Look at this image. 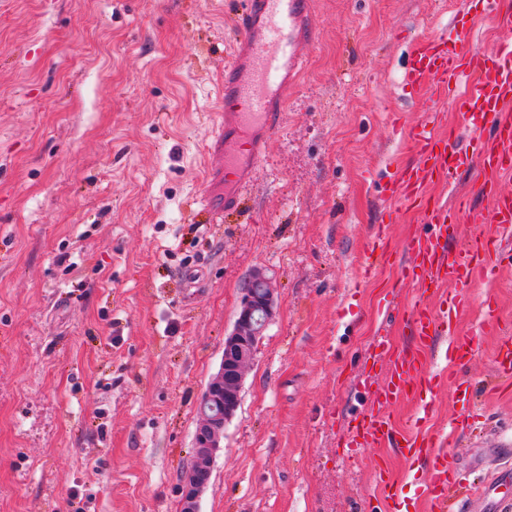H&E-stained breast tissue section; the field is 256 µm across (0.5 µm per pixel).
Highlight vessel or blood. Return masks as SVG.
<instances>
[{
    "label": "vessel or blood",
    "instance_id": "obj_1",
    "mask_svg": "<svg viewBox=\"0 0 512 512\" xmlns=\"http://www.w3.org/2000/svg\"><path fill=\"white\" fill-rule=\"evenodd\" d=\"M316 0H242L238 33L231 59L224 67V113L211 135V152L221 162L223 193L203 192L197 205L210 223L220 224L227 213L241 209L245 191L254 178L271 136L283 118V92L297 82L305 64V51L317 30L313 22ZM507 34L498 51L484 53L472 46L467 30L437 32L418 41L405 73L406 85L430 88L447 96L453 110L468 125L465 147H458L456 133H442L437 112L413 128L410 139L415 164L402 169L387 189L395 201L416 209L430 231L406 247L400 266L403 279L424 284L426 296L410 314L413 344L392 351L386 338L377 346L390 365L381 388L365 379L370 411L352 427L348 448H375L389 441L407 459L426 460L430 479L427 495L436 512H456L457 497L471 490L464 473L449 466L439 448L447 441L439 433L402 434L390 409L411 396L433 392L436 381L428 375V356L440 335L448 337V382L460 406L453 433H461L471 417L472 385L458 373L466 364L473 342L469 336L452 335L454 308L463 305L469 285L491 277L496 268L512 265V193L502 192L501 179L512 173V18L502 20ZM493 138H486V131ZM478 173L479 194L491 198L490 210L471 205L456 195L442 204L427 195L431 184L452 183L459 169ZM495 224L499 235L470 237L458 248H448L453 224ZM446 283L461 286L449 306L433 309L427 295ZM481 331L499 338L494 361L495 387L512 388V332L501 328L492 302H485ZM375 484L381 498L396 502L402 489L384 461L374 464ZM481 495L490 512H512V473L499 471L485 478Z\"/></svg>",
    "mask_w": 512,
    "mask_h": 512
}]
</instances>
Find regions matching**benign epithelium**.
<instances>
[{
	"mask_svg": "<svg viewBox=\"0 0 512 512\" xmlns=\"http://www.w3.org/2000/svg\"><path fill=\"white\" fill-rule=\"evenodd\" d=\"M275 308V288L270 278L261 270L254 272L244 288L234 329L224 339L220 369L200 399L194 459L183 477L182 512H198V498L210 483L214 455L224 435V425L234 417L240 404L244 369L253 359Z\"/></svg>",
	"mask_w": 512,
	"mask_h": 512,
	"instance_id": "7a95c632",
	"label": "benign epithelium"
}]
</instances>
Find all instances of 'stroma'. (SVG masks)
Wrapping results in <instances>:
<instances>
[{"label":"stroma","mask_w":512,"mask_h":512,"mask_svg":"<svg viewBox=\"0 0 512 512\" xmlns=\"http://www.w3.org/2000/svg\"><path fill=\"white\" fill-rule=\"evenodd\" d=\"M237 0H0V512H181L198 401L224 356L243 290L266 271L278 301L224 427L199 512H386L384 458L411 512H431L425 464L394 447L342 445L385 367L374 343H412L415 284L400 281L422 231L385 187L413 163L427 111L447 99L403 82L414 44L464 17L473 43L502 39L479 0H318V37L285 92L249 214L206 223L194 201L220 161L205 142L224 111ZM390 260L365 274L374 225ZM455 334L484 299L512 328V268L470 290ZM496 338L465 368L474 433L443 450L471 468L512 462V395L487 389ZM335 420H327L328 410ZM451 426L447 390L396 405ZM374 472H375V484L379 491L381 498L386 503H396L398 499V495L402 489L401 482L392 478L385 466L383 460H377L374 464Z\"/></svg>","instance_id":"35a3bbf8"}]
</instances>
